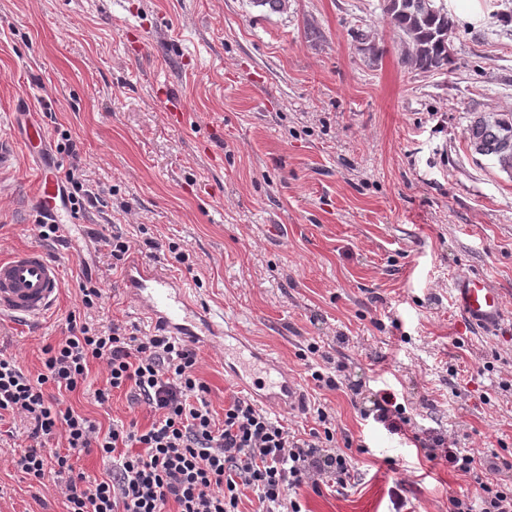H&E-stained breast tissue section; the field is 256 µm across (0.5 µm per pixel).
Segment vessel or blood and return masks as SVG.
Returning a JSON list of instances; mask_svg holds the SVG:
<instances>
[{
    "label": "vessel or blood",
    "mask_w": 512,
    "mask_h": 512,
    "mask_svg": "<svg viewBox=\"0 0 512 512\" xmlns=\"http://www.w3.org/2000/svg\"><path fill=\"white\" fill-rule=\"evenodd\" d=\"M23 147L41 157L35 199L43 213L54 214L61 197V177L56 162L44 158L46 136L41 127H28ZM123 289L154 328L192 344L216 345L246 363L230 374L259 402L290 413L306 404L298 382L279 361L246 337L235 334L223 317L194 302L184 282L160 266L131 260L123 275ZM58 264L38 247L0 257V320L26 322L44 318L55 308L61 293ZM451 291L457 309L475 327L496 330L505 318L498 293L481 277L465 275L454 280Z\"/></svg>",
    "instance_id": "1"
}]
</instances>
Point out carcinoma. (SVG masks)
Here are the masks:
<instances>
[{
    "label": "carcinoma",
    "instance_id": "obj_1",
    "mask_svg": "<svg viewBox=\"0 0 512 512\" xmlns=\"http://www.w3.org/2000/svg\"><path fill=\"white\" fill-rule=\"evenodd\" d=\"M384 11L407 45L408 66L442 73L452 69L449 33L454 23L443 0H386ZM467 134L474 153L494 158L503 171L512 173V113L481 118Z\"/></svg>",
    "mask_w": 512,
    "mask_h": 512
}]
</instances>
